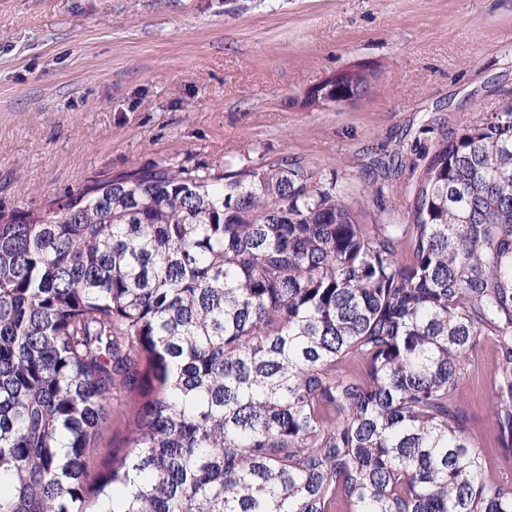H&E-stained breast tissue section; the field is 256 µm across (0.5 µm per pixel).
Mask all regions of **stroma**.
Masks as SVG:
<instances>
[{"label": "stroma", "mask_w": 512, "mask_h": 512, "mask_svg": "<svg viewBox=\"0 0 512 512\" xmlns=\"http://www.w3.org/2000/svg\"><path fill=\"white\" fill-rule=\"evenodd\" d=\"M368 93L309 106L353 63ZM512 93V0H0V212L39 209L153 164L282 157L335 180L363 224L409 220L410 147ZM494 348L459 398L483 447ZM137 397L113 401L91 461L124 453Z\"/></svg>", "instance_id": "obj_1"}]
</instances>
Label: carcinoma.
Instances as JSON below:
<instances>
[{
    "mask_svg": "<svg viewBox=\"0 0 512 512\" xmlns=\"http://www.w3.org/2000/svg\"><path fill=\"white\" fill-rule=\"evenodd\" d=\"M414 151L409 224L359 223L286 158L0 213V512H512L459 398L494 344L511 460L512 100ZM137 403V396L125 394L112 402L111 423L102 433L98 448H95L91 461V477L102 469L103 464L112 461V455L122 454L125 448L124 439L132 427L131 413Z\"/></svg>",
    "mask_w": 512,
    "mask_h": 512,
    "instance_id": "obj_1",
    "label": "carcinoma"
}]
</instances>
